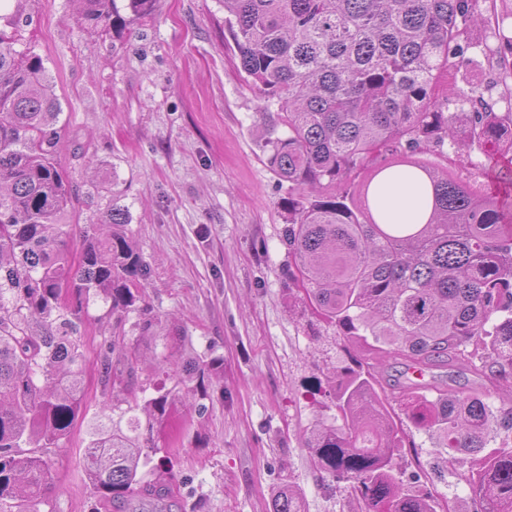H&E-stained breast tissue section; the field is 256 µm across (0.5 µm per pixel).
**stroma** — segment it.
Here are the masks:
<instances>
[{
  "label": "stroma",
  "instance_id": "stroma-1",
  "mask_svg": "<svg viewBox=\"0 0 512 512\" xmlns=\"http://www.w3.org/2000/svg\"><path fill=\"white\" fill-rule=\"evenodd\" d=\"M80 0H13L20 47L33 48L61 103L57 156L81 190L79 224L112 202L151 276L141 303L156 348L224 358V394L204 415L178 405L157 445L186 431L169 483L172 512H269L284 484L304 512H355L328 491L303 441L321 418L312 383L328 376L334 331L290 295L282 232L287 183L270 170L266 101L241 71L224 27V0H156L127 30L81 27ZM463 182H484L486 151L447 162L420 156ZM105 401L87 364L84 411L51 450L59 488L38 512H93L83 467Z\"/></svg>",
  "mask_w": 512,
  "mask_h": 512
}]
</instances>
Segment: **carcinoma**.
I'll use <instances>...</instances> for the list:
<instances>
[{
  "label": "carcinoma",
  "mask_w": 512,
  "mask_h": 512,
  "mask_svg": "<svg viewBox=\"0 0 512 512\" xmlns=\"http://www.w3.org/2000/svg\"><path fill=\"white\" fill-rule=\"evenodd\" d=\"M84 2L85 22L126 26L116 0ZM224 10L242 71L277 106L265 149L288 183L283 242L302 301L343 342L322 405L332 415L305 442L328 488L360 512H436L435 486L421 477L445 479L451 457L482 512H512V164L498 176L508 189L500 194L405 162L432 189L424 224H381L369 196L353 195L373 159L509 136L512 91L487 98L454 81L445 98L435 91L474 63L469 30H500L512 0H224ZM499 38L485 50L512 78V37ZM16 43L0 29V512H34L55 487L48 449L82 414L81 327L97 300L116 336L96 354L109 399L85 453L95 503L171 512L165 488L147 479L174 459L153 430L185 394L205 414L224 358L155 353L141 377L144 337L125 335L124 322L149 270L126 231L129 214L114 201L74 241L80 191L57 159L61 106L42 57ZM390 361L402 367L396 379ZM455 365L499 388L508 406L432 375ZM412 368L431 380L404 378ZM397 409L428 434L431 471L406 474ZM270 512H303L293 486Z\"/></svg>",
  "instance_id": "cac0c4a2"
}]
</instances>
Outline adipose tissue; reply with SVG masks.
Returning a JSON list of instances; mask_svg holds the SVG:
<instances>
[{"mask_svg": "<svg viewBox=\"0 0 512 512\" xmlns=\"http://www.w3.org/2000/svg\"><path fill=\"white\" fill-rule=\"evenodd\" d=\"M373 207L387 204L398 223L416 224L430 212L431 195L425 178L419 172L404 168H390L378 175L372 185Z\"/></svg>", "mask_w": 512, "mask_h": 512, "instance_id": "1", "label": "adipose tissue"}]
</instances>
